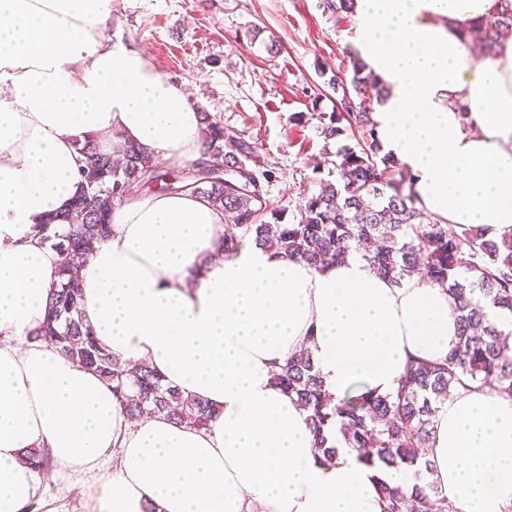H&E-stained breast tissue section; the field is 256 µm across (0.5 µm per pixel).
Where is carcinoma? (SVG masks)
Listing matches in <instances>:
<instances>
[{"mask_svg": "<svg viewBox=\"0 0 512 512\" xmlns=\"http://www.w3.org/2000/svg\"><path fill=\"white\" fill-rule=\"evenodd\" d=\"M504 2L499 16L466 30V37L487 56L493 55L501 33L512 29V0ZM328 85L339 98L335 110L317 114L320 135L327 144L344 138L355 144H343L334 153L325 149L327 177L288 223L283 222V211L265 197V184L276 172L261 169L256 144L207 114L202 158L179 170L160 169L131 142L123 147L120 162L91 139L80 143L85 157L81 191L68 210L48 218L36 232L40 243L59 251L61 264L47 320L35 337L98 373L112 385L113 397L130 417L146 413L187 420L198 428L208 425L214 413L209 402L164 386L146 364L131 366L116 358L79 320L76 259L109 236L114 200L136 187L207 197L236 228L224 239L228 253L255 243L322 270L355 251L395 284L420 273L447 289L457 314L458 343L444 361H410L393 396L355 388L334 401L309 355L287 359L275 373V382L308 412L318 457H336L338 446L329 439L336 427L341 441L358 450L365 466L413 471L409 490L377 478L383 512H447L445 500L427 482L433 466L420 449L429 442L438 408L448 401L452 388L489 387L512 397V356L501 342L504 332L481 305L484 301L512 313V230L491 236L484 227L442 224L416 207L411 193L405 192L408 173L383 151L373 118L387 94L385 84L358 59L349 83L334 75ZM25 458L39 471L53 466L43 448L27 450Z\"/></svg>", "mask_w": 512, "mask_h": 512, "instance_id": "obj_1", "label": "carcinoma"}]
</instances>
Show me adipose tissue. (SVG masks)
I'll list each match as a JSON object with an SVG mask.
<instances>
[{
  "mask_svg": "<svg viewBox=\"0 0 512 512\" xmlns=\"http://www.w3.org/2000/svg\"><path fill=\"white\" fill-rule=\"evenodd\" d=\"M500 0H355L361 57L388 86L374 114L417 206L447 224L512 228V36L470 57L467 28ZM112 0H0V512H24L48 449L89 475L92 512H382L355 449L319 459L308 414L275 384L309 349L324 387L395 395L408 362L457 342L444 288L395 284L359 255L318 270L250 244L224 250V212L199 194L152 195L111 215L80 271L83 323L113 355L213 403L208 426L133 419L96 373L36 339L61 257L36 225L81 189L82 155L132 142L174 165L199 157L185 83L110 45ZM451 512H512V398L452 390L425 450Z\"/></svg>",
  "mask_w": 512,
  "mask_h": 512,
  "instance_id": "obj_1",
  "label": "adipose tissue"
}]
</instances>
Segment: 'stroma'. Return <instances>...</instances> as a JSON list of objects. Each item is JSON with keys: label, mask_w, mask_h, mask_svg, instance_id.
<instances>
[{"label": "stroma", "mask_w": 512, "mask_h": 512, "mask_svg": "<svg viewBox=\"0 0 512 512\" xmlns=\"http://www.w3.org/2000/svg\"><path fill=\"white\" fill-rule=\"evenodd\" d=\"M111 42L144 50L171 80L192 89L191 104L255 142L276 173L273 207L293 215L317 192L312 168L324 141L314 115L332 111L330 75L350 77L358 32L323 0H114ZM89 477L43 482L39 512H91Z\"/></svg>", "instance_id": "stroma-1"}]
</instances>
